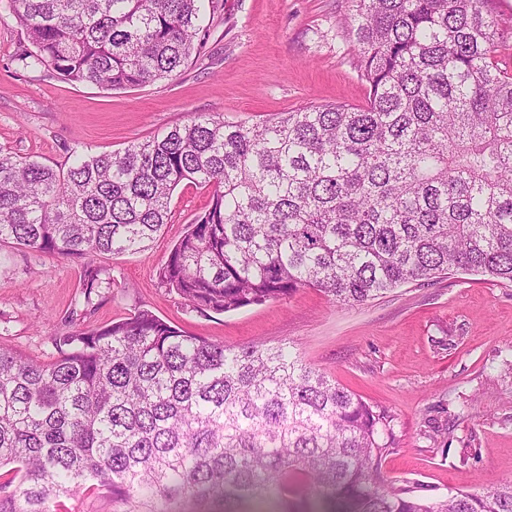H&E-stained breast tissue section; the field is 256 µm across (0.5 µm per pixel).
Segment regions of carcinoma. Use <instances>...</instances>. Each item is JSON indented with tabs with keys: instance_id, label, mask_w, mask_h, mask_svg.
Masks as SVG:
<instances>
[{
	"instance_id": "1",
	"label": "carcinoma",
	"mask_w": 512,
	"mask_h": 512,
	"mask_svg": "<svg viewBox=\"0 0 512 512\" xmlns=\"http://www.w3.org/2000/svg\"><path fill=\"white\" fill-rule=\"evenodd\" d=\"M19 60L107 90L178 74L205 47L199 0H6ZM364 106L248 125L208 112L121 152L47 165L0 152V243L67 257L143 250L184 181L211 192L159 271L226 313L312 287L363 304L456 272L512 283V74L489 0H349ZM39 363L0 345V512L81 490L122 512H512V482L427 499L390 486L391 416L263 341L189 335L149 310L63 339Z\"/></svg>"
}]
</instances>
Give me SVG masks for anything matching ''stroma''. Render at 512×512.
Here are the masks:
<instances>
[{"label": "stroma", "mask_w": 512, "mask_h": 512, "mask_svg": "<svg viewBox=\"0 0 512 512\" xmlns=\"http://www.w3.org/2000/svg\"><path fill=\"white\" fill-rule=\"evenodd\" d=\"M206 50L172 78L110 91L23 67L24 30L0 4V149L49 165L72 151L124 150L196 112L256 123L314 104L365 105L343 31L348 0H202ZM208 190L184 182L144 251L68 258L0 246V345L56 359L57 340L153 312L217 342L261 339L392 416L381 472L432 498L512 481V283L456 274L362 305L313 288L229 313L186 307L158 274ZM101 288L84 304L87 272Z\"/></svg>", "instance_id": "stroma-1"}]
</instances>
